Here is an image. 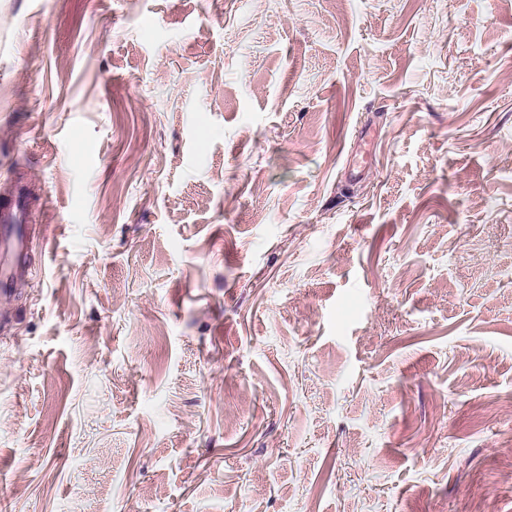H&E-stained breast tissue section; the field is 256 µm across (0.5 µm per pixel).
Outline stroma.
Segmentation results:
<instances>
[{
    "instance_id": "1",
    "label": "stroma",
    "mask_w": 512,
    "mask_h": 512,
    "mask_svg": "<svg viewBox=\"0 0 512 512\" xmlns=\"http://www.w3.org/2000/svg\"><path fill=\"white\" fill-rule=\"evenodd\" d=\"M0 512H512V0H0ZM29 212L23 192L0 210V296L9 298L10 288L26 274L32 243ZM7 296V297H6Z\"/></svg>"
}]
</instances>
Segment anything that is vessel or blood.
<instances>
[{
  "instance_id": "vessel-or-blood-1",
  "label": "vessel or blood",
  "mask_w": 512,
  "mask_h": 512,
  "mask_svg": "<svg viewBox=\"0 0 512 512\" xmlns=\"http://www.w3.org/2000/svg\"><path fill=\"white\" fill-rule=\"evenodd\" d=\"M31 243L27 203L20 195L0 209V296H8L25 275Z\"/></svg>"
}]
</instances>
